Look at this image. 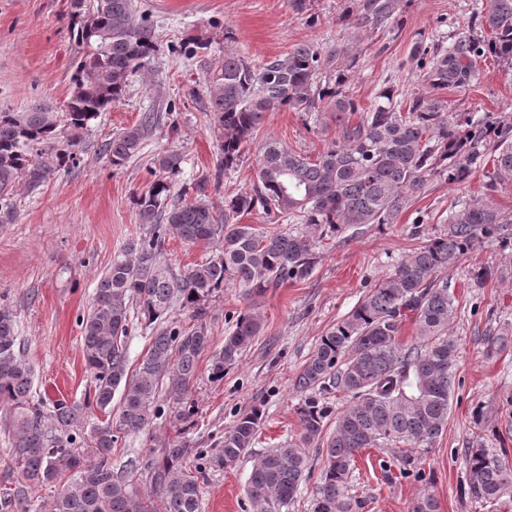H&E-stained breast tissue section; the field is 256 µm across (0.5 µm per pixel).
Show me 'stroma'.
Here are the masks:
<instances>
[{"label": "stroma", "instance_id": "35a3bbf8", "mask_svg": "<svg viewBox=\"0 0 512 512\" xmlns=\"http://www.w3.org/2000/svg\"><path fill=\"white\" fill-rule=\"evenodd\" d=\"M358 3L308 0L307 11L299 13L292 0H138L157 25L155 63L134 77L121 102L91 122L78 166L33 191L19 185L15 220L0 224V303L17 313L36 398L80 401L89 391L79 321L91 306L98 277L143 231L134 200L153 179L154 157L168 149L182 152L180 179L186 183L213 174L218 164L220 142L196 104L204 75L195 60L172 53L173 45L207 36L214 54L231 52L259 67L311 43L325 53L337 51L335 66L348 75L343 91L360 107L373 106L387 88L402 105L432 91L415 46L448 49L471 16L487 8V0H399L388 23L376 28L361 20ZM71 4L0 0V110L63 107L77 54ZM478 69L475 85L436 91L447 114L457 121L512 117V67L488 59ZM157 109L163 120L141 153L125 166H112L101 145ZM338 135L323 108L265 113L240 165L225 175L223 193L214 195L215 204H223L224 192L253 190L265 141L314 157ZM485 194L479 168L461 185L430 178L424 194L391 224H349L335 233L323 225H291V232L313 237L320 253L310 279L269 289L261 298L260 335L223 381L200 378L192 423L176 428L158 423L127 439L112 454L114 467L146 460L150 449L176 438L216 451L238 414L257 404L264 422L253 448L224 469L207 470L202 484V512H255L246 492L250 471L269 449L297 438L300 396L293 381L321 336L393 272L416 240L438 237L451 210ZM481 270L489 271L487 281L476 280ZM448 282L458 345L448 424L432 447L413 451L426 475L422 481L402 473L398 448L361 451L351 481L366 502L363 512H411L424 493L436 498L439 512H512V501L492 510L472 500L465 467L471 448L512 453V345L500 349L492 343L512 330V241H485L449 271ZM249 304L244 290L232 285L213 298L208 316L213 349L223 347L234 327L232 315Z\"/></svg>", "mask_w": 512, "mask_h": 512}]
</instances>
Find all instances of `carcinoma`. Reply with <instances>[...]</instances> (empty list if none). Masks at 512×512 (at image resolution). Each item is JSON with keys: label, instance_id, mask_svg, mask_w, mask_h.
Returning <instances> with one entry per match:
<instances>
[{"label": "carcinoma", "instance_id": "carcinoma-1", "mask_svg": "<svg viewBox=\"0 0 512 512\" xmlns=\"http://www.w3.org/2000/svg\"><path fill=\"white\" fill-rule=\"evenodd\" d=\"M397 2L363 0V18L381 27ZM72 7L78 51L62 111L39 104L28 112L0 111V224L15 219L16 184L34 189L77 165L89 122L122 100L131 76L147 68L157 52L156 29L139 13L136 0H72ZM474 24L490 37L464 31L448 50L433 54L430 86L472 84L478 61L489 56L512 67V0H490L487 11L474 14ZM210 46L208 37H190L185 54L198 59L204 74L199 104L220 139L218 174L176 191L183 153L169 150L154 158L155 178L135 198L146 232L101 274L82 317L92 395L82 402L57 400L50 408L35 399L17 313L0 304V405L7 411L8 469L18 473L0 488V512H153L155 499L164 512H202L204 469L189 466L198 449L174 440L150 450L144 465L148 491L141 489L135 461L114 470L112 450L165 416L171 425L188 421L196 412L193 389L202 358L209 356L208 377L221 381L260 335L263 319L254 302L235 317L224 347L209 353L208 309L217 293L234 284L260 298L270 288L310 278L320 262L314 239L241 224L243 215L260 206L283 222L326 224L336 232L348 224H392L424 194L430 177L464 183L489 156L493 172L487 189L512 180V120L453 123L441 100L420 94L401 109L390 89L365 111L342 93L348 80L344 71L336 72L334 86H321L319 75L333 67L335 52L325 55L301 44L256 69L236 54L215 56ZM326 98L340 128L338 142L314 159L278 142L264 143L254 193H226L224 205L215 206L210 196L220 192L221 172L238 167L264 113L312 111ZM157 121V114L146 112L140 125L104 142L101 150L112 166L137 156L145 130ZM511 235L512 218L488 198L452 211L446 232L411 249L327 330L294 378L303 395L297 408L299 440L267 451L249 474L247 493L257 512H286L294 503L308 470L305 449L312 445L324 458L313 512H362L365 502L351 493L362 450L434 443L448 424L457 358L447 272L484 241ZM175 237L191 244L217 239L221 245L176 273L164 260L165 243ZM177 308L190 325L173 318ZM408 318L416 342L405 344L401 331ZM135 321L151 329L152 340L132 369L128 339ZM323 393L343 395L345 407L336 410ZM94 409L103 419L86 433ZM262 418L257 405L240 413L208 457L209 467L220 470L245 455ZM465 465L472 500L491 506L512 500V465L506 457L472 448ZM47 485L57 487L56 493L32 500L31 490Z\"/></svg>", "mask_w": 512, "mask_h": 512}]
</instances>
